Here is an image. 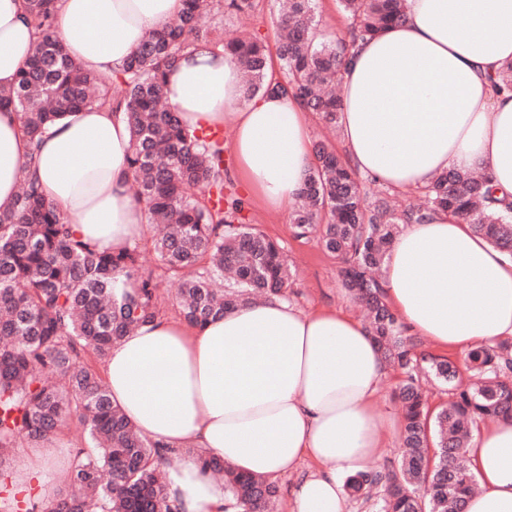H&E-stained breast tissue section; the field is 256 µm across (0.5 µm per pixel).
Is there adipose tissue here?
I'll list each match as a JSON object with an SVG mask.
<instances>
[{
	"instance_id": "ef3b65f1",
	"label": "adipose tissue",
	"mask_w": 512,
	"mask_h": 512,
	"mask_svg": "<svg viewBox=\"0 0 512 512\" xmlns=\"http://www.w3.org/2000/svg\"><path fill=\"white\" fill-rule=\"evenodd\" d=\"M406 17L357 42L342 79V144L351 166L383 187L417 190L441 171L480 168L512 194V93L488 80L512 59V0H406ZM182 0H57L54 29L85 68H120ZM23 0H0V87L34 52ZM190 128L232 126L231 151L271 211L297 200L312 161L306 112L289 94L244 101L228 55L190 47L165 76ZM127 116L73 112L30 151L17 113L0 110V209L26 175L77 236L132 248L149 216L129 191ZM387 299L412 336L467 352L512 340V261L437 210L408 225L385 266ZM114 405L154 442L181 512H237L223 484L185 451L273 481L295 475L284 512H349L345 481L374 471L394 421L374 401L388 372L366 326L340 310L308 313L268 298L192 326L157 317L115 343L104 365ZM476 477L465 512H512V423L475 429Z\"/></svg>"
}]
</instances>
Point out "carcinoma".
Here are the masks:
<instances>
[{"label":"carcinoma","mask_w":512,"mask_h":512,"mask_svg":"<svg viewBox=\"0 0 512 512\" xmlns=\"http://www.w3.org/2000/svg\"><path fill=\"white\" fill-rule=\"evenodd\" d=\"M182 12L148 32L115 72L102 74L73 59L53 27L54 0H26L37 44L14 83L0 87V108L19 116L36 144L52 122L87 107L120 109L131 129V191L158 226L154 249L179 277L182 319L201 326L257 298L288 297L292 272L277 241L245 222L246 202L224 184V141L210 126L188 130L164 98L166 71L206 30L205 19L228 8L248 13L255 0H183ZM346 26L322 33L318 0H288L275 20L280 75L269 76L266 38L250 35L212 46L230 54L244 77L246 99L290 93L330 127L342 112L341 79L348 49L400 22L405 0H338ZM512 91V61L489 76ZM310 172L292 208L297 239H315L338 260L344 288L368 310L367 330L383 358L405 374L395 463L349 480L358 493L379 486L377 512H464L474 476L465 453L474 424L512 421V341L470 351L463 364L417 353L389 306L382 269L403 228L435 209L468 224L512 259V200L496 196L487 177L449 170L425 187L424 203L398 210L368 196L366 180L323 141L312 146ZM135 282L125 289L119 276ZM158 284L140 254L101 251L78 237L24 181L11 209L0 211V512H179L156 444L140 436L112 404L108 388L83 362L104 361L112 346L158 316ZM446 388L433 413L422 382ZM70 422L81 442L64 468L56 496L45 501L15 476L12 449L44 448ZM201 468L224 477L243 512H270L275 483L238 474L199 450Z\"/></svg>","instance_id":"1"}]
</instances>
